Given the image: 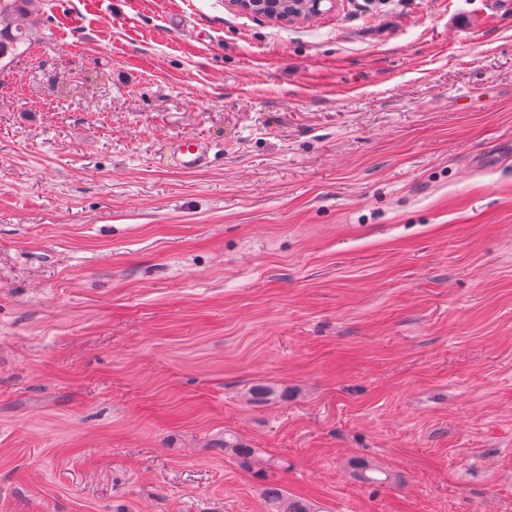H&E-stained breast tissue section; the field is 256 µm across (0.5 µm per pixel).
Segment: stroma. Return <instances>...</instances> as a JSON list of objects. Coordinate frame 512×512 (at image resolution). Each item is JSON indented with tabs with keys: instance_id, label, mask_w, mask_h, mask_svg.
Listing matches in <instances>:
<instances>
[{
	"instance_id": "obj_1",
	"label": "stroma",
	"mask_w": 512,
	"mask_h": 512,
	"mask_svg": "<svg viewBox=\"0 0 512 512\" xmlns=\"http://www.w3.org/2000/svg\"><path fill=\"white\" fill-rule=\"evenodd\" d=\"M40 13L0 72V512H266L228 430L319 512H512V0ZM227 2L236 11L281 24L309 21L323 13L324 2L335 4V0H228ZM213 146L203 139L188 135L183 137L169 154L171 163L181 171H198L210 162Z\"/></svg>"
}]
</instances>
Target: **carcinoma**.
Segmentation results:
<instances>
[{"instance_id": "cac0c4a2", "label": "carcinoma", "mask_w": 512, "mask_h": 512, "mask_svg": "<svg viewBox=\"0 0 512 512\" xmlns=\"http://www.w3.org/2000/svg\"><path fill=\"white\" fill-rule=\"evenodd\" d=\"M17 14L32 17L30 26L20 28L14 25ZM39 23L37 0H0V69L5 67L4 60H13L20 54L21 47L31 43ZM247 396L253 404H264L288 397V390L280 392L271 386L256 384L248 390ZM224 452L252 470L253 477L260 483L268 512H315L310 501L288 493L274 479L273 469L278 464L262 460L257 450L236 433H224Z\"/></svg>"}]
</instances>
